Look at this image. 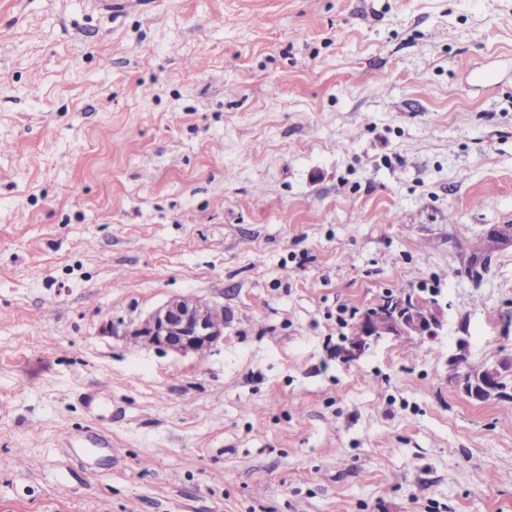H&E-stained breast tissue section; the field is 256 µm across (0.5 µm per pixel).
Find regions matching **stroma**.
<instances>
[{
  "instance_id": "35a3bbf8",
  "label": "stroma",
  "mask_w": 512,
  "mask_h": 512,
  "mask_svg": "<svg viewBox=\"0 0 512 512\" xmlns=\"http://www.w3.org/2000/svg\"><path fill=\"white\" fill-rule=\"evenodd\" d=\"M96 3L0 0V512H512V0ZM175 295L223 343L102 333ZM444 325V309L435 300L422 301L410 294L385 300L363 318L341 354L345 360L355 361L387 336L437 338L443 335ZM512 376V363H498L478 367H466L453 377L454 386L470 399L482 402L507 390ZM504 385H508L506 388Z\"/></svg>"
}]
</instances>
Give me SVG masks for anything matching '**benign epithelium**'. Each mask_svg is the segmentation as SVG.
Here are the masks:
<instances>
[{"label": "benign epithelium", "instance_id": "obj_1", "mask_svg": "<svg viewBox=\"0 0 512 512\" xmlns=\"http://www.w3.org/2000/svg\"><path fill=\"white\" fill-rule=\"evenodd\" d=\"M445 325L444 309L435 300L422 301L408 294L379 304L363 318L355 336L341 350L343 358H361L387 336L416 335L436 338ZM103 332L134 339L146 348L178 355L209 352L224 342V303L192 295H175L138 321L109 322ZM512 363L467 367L456 372L454 386L470 399L482 402L506 391Z\"/></svg>", "mask_w": 512, "mask_h": 512}]
</instances>
